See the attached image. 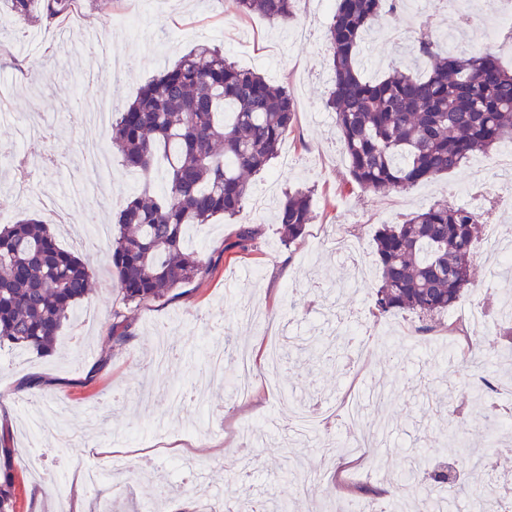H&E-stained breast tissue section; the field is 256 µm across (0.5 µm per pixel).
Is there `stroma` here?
Here are the masks:
<instances>
[{"instance_id":"stroma-1","label":"stroma","mask_w":512,"mask_h":512,"mask_svg":"<svg viewBox=\"0 0 512 512\" xmlns=\"http://www.w3.org/2000/svg\"><path fill=\"white\" fill-rule=\"evenodd\" d=\"M474 19L448 11L434 25L436 41L452 36L459 51H494L512 68V43L492 45L488 29L497 10L474 0ZM333 7L319 0H298L293 20L274 25L253 15L239 16L234 0H79L62 27L45 28L0 17V213L10 221L27 216L57 227L59 245L87 259L98 277L77 307L83 323L67 321L52 352L0 349V420L5 436L18 448L16 512H57L59 505L82 503L86 512H142L145 505L169 500L194 506L193 489L211 494L218 512L237 503L245 490L277 498L291 512H348L362 491L391 488L411 459L426 467L448 465L458 441L490 457L493 468L473 471L471 484L485 488L512 484V451L504 452L487 436L485 404L465 400L459 411L435 408L414 399L416 389L433 383L439 391L483 379L512 389V343L499 339L502 318L496 309L504 291L490 285L496 265L482 241L473 245L476 286L453 312L456 332L421 334L411 313L374 317V293L380 274L372 257L373 237L383 224L448 201L491 221L500 236L512 240V197L491 186L498 151L478 154L457 170L401 193L376 194L348 175L323 102L331 69L326 40ZM425 21L415 0L401 14H384L362 43L365 77L383 76L409 61V46ZM105 37L124 65L114 75L99 55L89 53V34ZM223 49L239 67L252 69L288 87L296 105L290 134L269 168L253 177L252 196L281 202L285 190L313 189L315 218L291 246L281 244L276 211L245 206L240 220L214 218L199 226L194 252L210 274L175 289L161 300L124 306L112 273L110 248L91 250L82 230L86 211L111 224L130 190H143L138 178L127 186V168L109 147L111 167L85 166L78 148L110 139V130L68 119L75 105L107 100L122 107L139 88L170 67L193 46ZM62 162L48 164L51 151ZM29 162L36 180L27 189L14 184L13 160ZM257 231L252 250L235 241L241 225ZM345 237L359 247L363 281H355L345 260L319 242L323 234ZM481 305L490 312L479 333L495 345L493 366L474 369L456 352L459 329L470 328L462 313ZM126 307L131 337L109 338L112 311ZM279 340L289 352L278 373L277 388L263 379V362H253V387L239 397L215 384L203 404L184 410L168 407L171 394L192 395L202 380L204 348L253 351ZM363 357V392L384 388L392 397L381 413L390 432L380 448L324 461L322 436L340 441L351 431L339 419L349 386V366ZM33 376L41 392L22 400L18 392ZM320 405L323 422L314 435L288 442V402ZM270 417L276 422L250 449L239 442L241 427ZM457 440H449V431ZM141 470L136 481L114 473L105 484L87 481L106 457ZM351 459L349 468L340 462Z\"/></svg>"}]
</instances>
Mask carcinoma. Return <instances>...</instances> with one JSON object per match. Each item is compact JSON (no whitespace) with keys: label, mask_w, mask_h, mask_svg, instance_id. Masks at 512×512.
<instances>
[{"label":"carcinoma","mask_w":512,"mask_h":512,"mask_svg":"<svg viewBox=\"0 0 512 512\" xmlns=\"http://www.w3.org/2000/svg\"><path fill=\"white\" fill-rule=\"evenodd\" d=\"M14 18L51 26L73 11L77 0H0ZM243 15L286 23L296 0H236ZM399 0H336L327 29L333 72L325 101L352 179L373 193L403 191L459 168L476 153L512 141V70L489 52L447 53L419 35L416 51L429 61L425 72L395 66L371 82L358 55L365 33ZM288 87L242 69L207 44L192 48L142 86L112 124V143L125 164L146 178L158 158L161 190L130 196L112 230V266L124 300L137 306L160 300L205 275L207 268L184 246L188 224L238 218L262 173L294 124ZM312 191H296L281 203L276 223L289 246L312 223ZM481 224L472 211L446 201L413 213L376 234L380 286L375 307L386 317L415 311L442 317L474 288L471 252ZM95 269L63 250L42 221L28 217L0 224V347L48 353L64 322L92 289ZM128 316L112 311V341L129 338ZM467 359L487 366L493 359L477 336L464 335ZM473 448L456 455L454 475L403 471L396 497L411 489L423 512L439 507L431 487L456 482L472 468ZM17 449L0 441V512H14Z\"/></svg>","instance_id":"obj_1"}]
</instances>
